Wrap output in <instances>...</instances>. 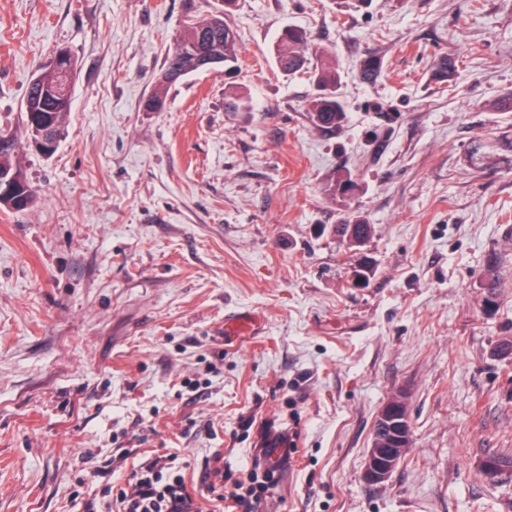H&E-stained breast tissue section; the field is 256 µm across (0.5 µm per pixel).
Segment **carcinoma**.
<instances>
[{"label":"carcinoma","instance_id":"obj_1","mask_svg":"<svg viewBox=\"0 0 512 512\" xmlns=\"http://www.w3.org/2000/svg\"><path fill=\"white\" fill-rule=\"evenodd\" d=\"M236 5V0H224V12L222 15L209 13L207 15L192 16L185 22V28L176 40L178 52H170L165 58L161 72H186L198 71L194 66L196 56L205 53L217 56L224 60V73H232L238 63L240 55V36L237 30L226 21L227 12ZM308 48L307 33L297 27L283 28L274 44V56L278 68L285 74H292L308 68L309 59L306 54ZM67 65L68 70L76 71V61L73 56L58 63H51L45 68L39 69L40 82H31L26 88L24 96V128L29 137H34L32 123L36 122L45 126L63 127L66 116L71 111V102L47 93L60 81L62 65ZM382 71V61L374 55H367L359 61L358 76L365 82L374 81ZM457 72V60L443 55L433 64V78L443 82ZM312 76L319 88V94L308 103V113L312 123L318 127L333 129L341 126L345 119V112L340 102L336 99V84L339 74L329 67H316L312 70ZM171 83L166 80L156 82L154 92L146 100L144 107L148 112H158L164 106L165 94ZM14 135L0 131V170L15 171L22 174L21 169L13 162L11 150ZM357 189L356 182L350 173H340L331 179L325 188V192L331 196L342 197L352 195ZM36 200V190L22 180L19 185L17 197L0 198V208L10 212L24 211L31 207ZM335 231L340 238L349 237L354 240V248L362 247L372 236L373 225L361 219H346L335 226Z\"/></svg>","mask_w":512,"mask_h":512}]
</instances>
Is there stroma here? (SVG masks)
<instances>
[{"mask_svg":"<svg viewBox=\"0 0 512 512\" xmlns=\"http://www.w3.org/2000/svg\"><path fill=\"white\" fill-rule=\"evenodd\" d=\"M220 7L0 0V130L56 48L77 62L56 152L15 148L36 204L0 211V512H107L105 484L174 452L208 498L217 450L232 473L282 457L260 512H512V468L480 470L512 457V0H239L234 77L145 111L186 17ZM287 25L340 74L336 130L270 53ZM346 172L355 193L327 195ZM350 215L374 227L358 249L332 231ZM243 311L261 327L225 343ZM400 391L411 445L374 485ZM406 410V416L402 419L406 423H401L398 432L394 431L395 424L392 420L396 418L403 410ZM388 423L391 434H397V437L391 436L390 448H377L373 444L368 448L364 462V477L372 484L383 485L387 483L396 469L401 459L406 454L411 443V432L408 427V411L406 404V395L398 393L390 398L380 408L376 424Z\"/></svg>","mask_w":512,"mask_h":512,"instance_id":"1","label":"stroma"}]
</instances>
